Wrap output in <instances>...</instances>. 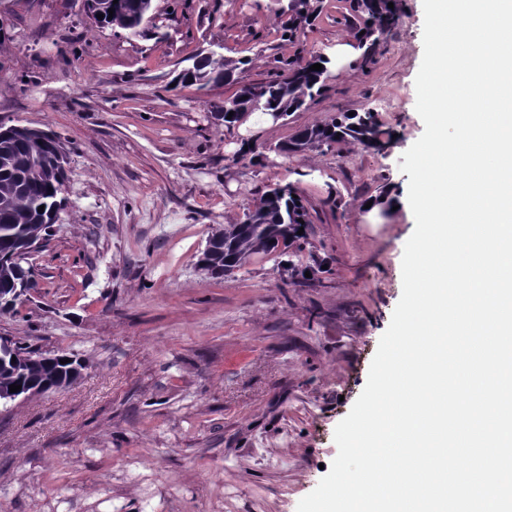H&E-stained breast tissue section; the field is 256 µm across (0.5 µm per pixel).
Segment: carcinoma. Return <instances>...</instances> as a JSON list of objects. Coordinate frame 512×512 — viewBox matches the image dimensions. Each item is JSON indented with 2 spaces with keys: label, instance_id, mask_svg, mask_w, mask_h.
Masks as SVG:
<instances>
[{
  "label": "carcinoma",
  "instance_id": "carcinoma-1",
  "mask_svg": "<svg viewBox=\"0 0 512 512\" xmlns=\"http://www.w3.org/2000/svg\"><path fill=\"white\" fill-rule=\"evenodd\" d=\"M152 0H86V13L99 29L120 28L129 36L146 37L149 30L141 23L142 15L151 9ZM394 8H389L388 3ZM113 12H108V9ZM363 18L357 34L363 59L369 61L382 33L396 27L401 18L399 0H357ZM315 9L311 0H288L282 13L288 15L285 34L294 40L311 20ZM104 15L98 19L97 15ZM191 64L180 69L172 83L199 85L232 82L242 60H233L220 53L190 57ZM322 64V69L310 67ZM328 59L313 55L304 63L288 62V73L258 84L243 86L236 97L224 103L215 118L226 128L237 124L246 113L279 112L288 117L319 95ZM234 115H229V112ZM381 129L371 112L343 114L339 118L314 123L303 128L278 146L285 155H298L313 149L330 148L349 140L364 148L381 149L386 145ZM66 154L59 138H47L25 126L9 127L0 132V299L7 300L15 291L26 287L24 274L15 259V252L30 241H46L52 236L58 214L65 201L62 192ZM44 212H38L39 206ZM310 213L301 195L292 186L274 187L264 191L255 204L244 213L238 224L224 225V238L215 245L205 260L211 262L213 279L224 277V270H239L258 255H268L283 247L290 249L306 238L298 234L308 229ZM71 364L55 359L48 363L31 361L13 365L8 358L0 360V387L16 384L25 389L30 385L50 382L68 374Z\"/></svg>",
  "mask_w": 512,
  "mask_h": 512
}]
</instances>
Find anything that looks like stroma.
Returning a JSON list of instances; mask_svg holds the SVG:
<instances>
[{"label":"stroma","mask_w":512,"mask_h":512,"mask_svg":"<svg viewBox=\"0 0 512 512\" xmlns=\"http://www.w3.org/2000/svg\"><path fill=\"white\" fill-rule=\"evenodd\" d=\"M401 3L366 63L359 48L334 58L362 24L355 0H322L292 42L276 0H153L160 41L92 27L84 0H0V125L57 134L68 169L55 232L27 259L29 299L0 315V336L87 362L75 386L0 408V512H297L316 488L415 228L400 166L424 132V13ZM212 50L242 60L237 82L171 86ZM315 54L334 63L305 109L270 126L214 118L241 85ZM345 112L374 113L391 143L278 152ZM277 184L311 213L297 256L201 275L211 231ZM384 196L397 212L369 217L362 202ZM313 260L308 278L287 268Z\"/></svg>","instance_id":"1"}]
</instances>
